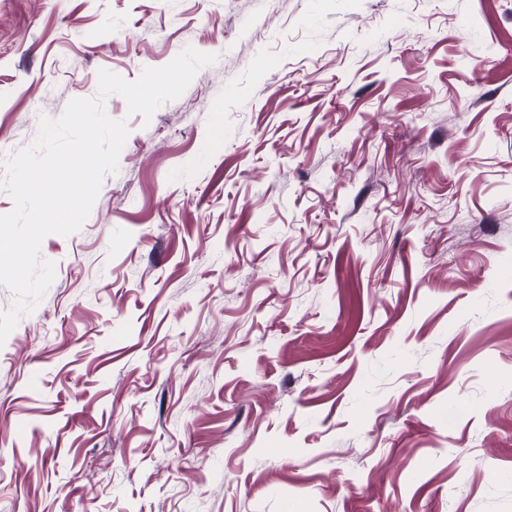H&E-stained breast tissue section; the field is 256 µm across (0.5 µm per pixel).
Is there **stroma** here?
<instances>
[{"label":"stroma","instance_id":"35a3bbf8","mask_svg":"<svg viewBox=\"0 0 512 512\" xmlns=\"http://www.w3.org/2000/svg\"><path fill=\"white\" fill-rule=\"evenodd\" d=\"M0 347V512H512V0H0V178L185 47Z\"/></svg>","mask_w":512,"mask_h":512}]
</instances>
